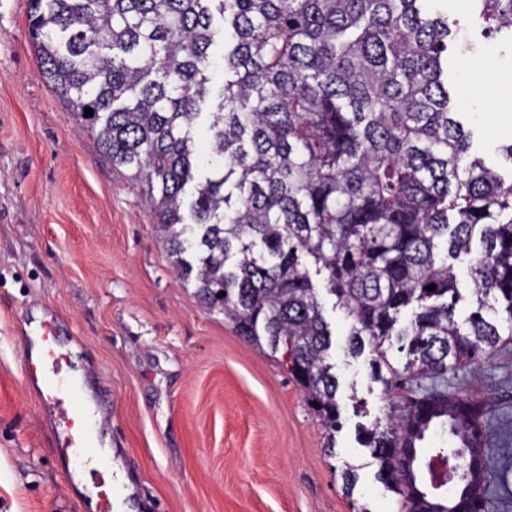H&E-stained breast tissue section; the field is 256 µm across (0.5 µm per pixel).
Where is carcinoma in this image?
I'll return each instance as SVG.
<instances>
[{
  "label": "carcinoma",
  "mask_w": 512,
  "mask_h": 512,
  "mask_svg": "<svg viewBox=\"0 0 512 512\" xmlns=\"http://www.w3.org/2000/svg\"><path fill=\"white\" fill-rule=\"evenodd\" d=\"M420 2L29 0V31L52 88L141 183L195 301L277 357L325 451L339 383L314 274L351 321L347 354L369 353L371 379L414 396L403 407L388 396L363 433L399 512L417 495L429 512H489L488 495H470L475 475L490 479L491 410L448 391V378L512 341V183L470 154L456 119L448 52L460 22ZM478 2L485 29L512 44V0ZM216 13L224 83L211 100ZM471 253L476 310L461 324L454 261ZM435 432L432 454L454 452L445 494L420 470Z\"/></svg>",
  "instance_id": "1"
}]
</instances>
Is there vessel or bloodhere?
<instances>
[{"instance_id":"b4317fda","label":"vessel or blood","mask_w":512,"mask_h":512,"mask_svg":"<svg viewBox=\"0 0 512 512\" xmlns=\"http://www.w3.org/2000/svg\"><path fill=\"white\" fill-rule=\"evenodd\" d=\"M55 318L40 320L23 348L24 376L29 388L43 391L42 410L58 435L60 459L72 472L90 479L96 489L95 512H117L109 463L89 445L90 425L100 412L94 392H81L69 351L57 342Z\"/></svg>"}]
</instances>
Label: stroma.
<instances>
[{"label":"stroma","instance_id":"stroma-1","mask_svg":"<svg viewBox=\"0 0 512 512\" xmlns=\"http://www.w3.org/2000/svg\"><path fill=\"white\" fill-rule=\"evenodd\" d=\"M429 6L462 24L448 77L463 90L471 151L512 175L499 154L512 142V47L483 32L470 0ZM28 10L0 0V512H91L22 380L25 333L48 310L66 326L62 347L102 383L114 491L135 512H398L356 440L361 421L384 416L383 386L348 356L350 322L334 297H322L343 424L331 458L299 385L195 302L138 185L46 83ZM448 388L492 406L490 428L512 435V344ZM348 466L350 499L339 475Z\"/></svg>","mask_w":512,"mask_h":512}]
</instances>
